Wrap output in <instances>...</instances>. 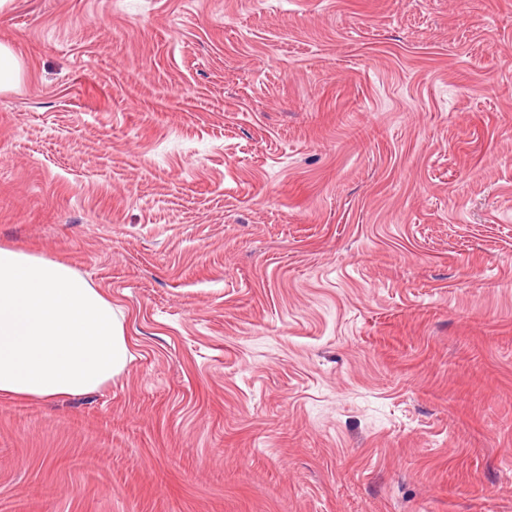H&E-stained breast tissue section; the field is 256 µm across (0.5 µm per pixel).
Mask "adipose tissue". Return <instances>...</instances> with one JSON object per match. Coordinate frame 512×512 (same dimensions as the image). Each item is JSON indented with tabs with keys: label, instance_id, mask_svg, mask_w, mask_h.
Listing matches in <instances>:
<instances>
[{
	"label": "adipose tissue",
	"instance_id": "1",
	"mask_svg": "<svg viewBox=\"0 0 512 512\" xmlns=\"http://www.w3.org/2000/svg\"><path fill=\"white\" fill-rule=\"evenodd\" d=\"M111 303L65 265L0 248V396L95 390L128 362Z\"/></svg>",
	"mask_w": 512,
	"mask_h": 512
}]
</instances>
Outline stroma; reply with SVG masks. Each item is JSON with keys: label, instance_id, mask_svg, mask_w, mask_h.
Listing matches in <instances>:
<instances>
[{"label": "stroma", "instance_id": "obj_1", "mask_svg": "<svg viewBox=\"0 0 512 512\" xmlns=\"http://www.w3.org/2000/svg\"><path fill=\"white\" fill-rule=\"evenodd\" d=\"M0 248L129 347L0 398V512H512V0H11ZM21 75L18 57L10 46L0 43V91L14 87Z\"/></svg>", "mask_w": 512, "mask_h": 512}]
</instances>
